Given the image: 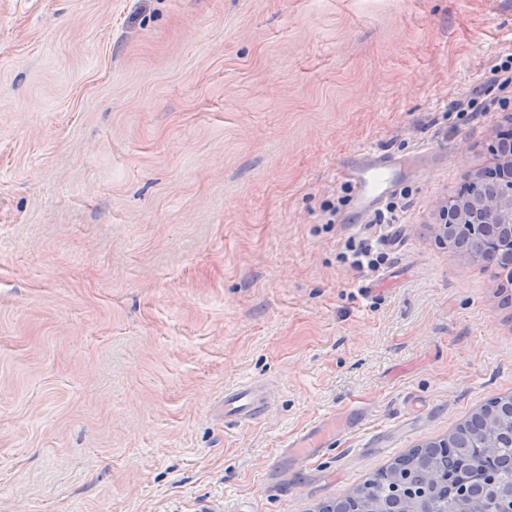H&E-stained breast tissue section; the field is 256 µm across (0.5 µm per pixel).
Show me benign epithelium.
<instances>
[{"label": "benign epithelium", "mask_w": 512, "mask_h": 512, "mask_svg": "<svg viewBox=\"0 0 512 512\" xmlns=\"http://www.w3.org/2000/svg\"><path fill=\"white\" fill-rule=\"evenodd\" d=\"M490 150L496 155V177L505 183V194L494 201L483 195L470 201L471 224L463 223L459 198L443 202L441 227L450 242L461 235L481 236L480 246L468 251V255L494 269L498 277L512 282V169L502 167L505 157L512 155V143L501 139ZM479 412L483 414L484 425L469 435L465 447L476 448L490 457L504 438L512 436V413L510 420H503L497 403ZM474 485L483 491L485 512H504L512 507V480H505L492 466L456 475L438 467L421 473L411 465H396L380 479L366 484L358 494L327 507L322 505L318 512H390L394 505L403 507L405 512H471L469 502Z\"/></svg>", "instance_id": "1"}]
</instances>
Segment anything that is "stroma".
<instances>
[{
	"mask_svg": "<svg viewBox=\"0 0 512 512\" xmlns=\"http://www.w3.org/2000/svg\"><path fill=\"white\" fill-rule=\"evenodd\" d=\"M510 53L512 0H0V512H316L512 395V295L439 212ZM397 169L390 160L379 156L369 161L357 173V188L354 205L361 212H367L381 201L396 180ZM348 252L350 254L346 255V259L350 260L351 265L358 269L367 268L371 272L377 271L384 262L379 253H374L372 245L367 243L356 244L354 242L349 246ZM265 401L258 389L253 385H246L224 394V414L245 419H254L265 410Z\"/></svg>",
	"mask_w": 512,
	"mask_h": 512,
	"instance_id": "35a3bbf8",
	"label": "stroma"
}]
</instances>
